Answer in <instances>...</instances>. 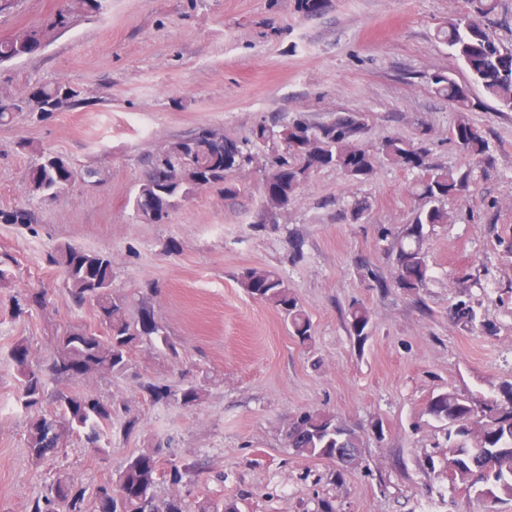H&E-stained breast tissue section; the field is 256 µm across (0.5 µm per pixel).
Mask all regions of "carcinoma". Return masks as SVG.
Returning a JSON list of instances; mask_svg holds the SVG:
<instances>
[{
	"instance_id": "carcinoma-1",
	"label": "carcinoma",
	"mask_w": 512,
	"mask_h": 512,
	"mask_svg": "<svg viewBox=\"0 0 512 512\" xmlns=\"http://www.w3.org/2000/svg\"><path fill=\"white\" fill-rule=\"evenodd\" d=\"M468 11L448 18L438 29L439 40L465 69L471 84L459 82L453 74L436 72L430 77L432 91L455 105L456 122L450 142L468 163L449 169L431 159L427 140L389 136L372 146L369 128L359 112H338L327 122L311 123L299 115L284 123L262 120L250 136L237 139L210 127H198L176 141L148 154L132 205L139 218L161 223L180 201L204 188L221 187L233 196L237 189L232 177L263 157L266 188L262 208L273 218L288 210L297 192L311 175L323 168L338 170L348 181L363 184L383 165L408 171L413 176L410 193L419 200L411 222L404 225L388 251L393 256L390 280L378 276L371 264H357L360 278L373 288H397L417 296L428 286L431 269L427 241L440 224L449 220L448 201L467 202L473 196L478 174L492 163L488 138L470 120L469 113L486 106L489 99L500 110L512 112V48L499 44L484 24L494 13L498 0H467ZM103 0H67V6L45 24L0 37V65L31 56L51 39L69 28L76 17H93L101 12ZM476 85L482 96L472 94ZM81 91L62 83H47L26 95L0 92V124H8L18 112L41 118L81 104ZM18 148L36 154L27 174V191L32 196L54 199L65 193L79 177L92 178L95 171L79 173L70 161L27 140ZM368 209L366 199L354 196L343 202L342 218L359 221ZM34 212L16 205L0 209V224L30 226ZM60 266L63 285L72 305H91L98 311L105 334L72 327L56 337L54 354L44 364H32L28 346L15 344L11 357L16 367L18 399L34 412L27 425V447L31 458L41 462L63 447L74 435L100 454L110 444L107 430L121 407L87 392L54 395V409L43 410L51 383L58 381L69 361H80L86 377L122 376L130 369L131 354L148 341L179 357L176 345L156 320L146 322L143 313L152 309L140 301L136 310L126 296L112 291V259L76 246H65L49 255ZM237 281L251 298L270 305L288 322L290 334L302 345L313 339L309 315L290 291L288 281L275 271L250 267L237 274ZM47 294L32 293L26 305L15 303V315L25 307L45 308ZM448 322L467 331L496 335V325L486 320L470 296L448 306ZM351 331L364 343L369 336L370 314L354 304L348 309ZM139 392L152 404L173 401L184 407L198 405L203 389L188 381L172 389L152 382L138 384ZM427 413L446 426L448 482L463 489L482 504L484 512L512 500V382L498 385L495 394L476 398L455 391L432 396ZM286 445L300 456L333 461L343 469L358 465L362 448L360 430L323 409L303 410L290 416L282 428ZM160 449L128 457L116 477L91 493L67 475L59 476L47 493L35 499L31 512H186L185 500L172 495L156 498L154 488L160 475Z\"/></svg>"
}]
</instances>
